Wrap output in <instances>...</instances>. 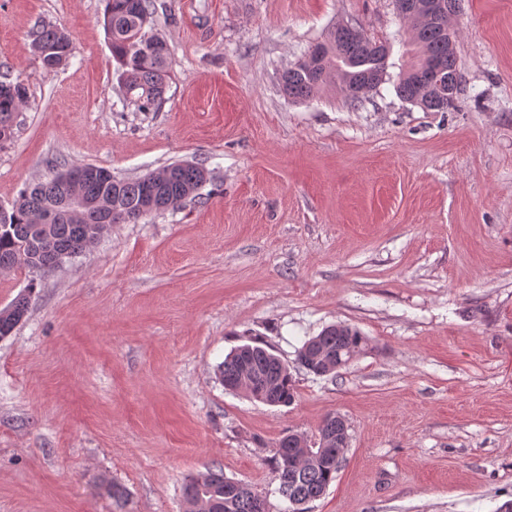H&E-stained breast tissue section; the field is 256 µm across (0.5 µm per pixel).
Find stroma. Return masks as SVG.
I'll list each match as a JSON object with an SVG mask.
<instances>
[{
    "label": "stroma",
    "instance_id": "obj_1",
    "mask_svg": "<svg viewBox=\"0 0 512 512\" xmlns=\"http://www.w3.org/2000/svg\"><path fill=\"white\" fill-rule=\"evenodd\" d=\"M158 109L126 99L105 0H0V76L28 100L0 145V205L92 164L135 178L205 168L201 197L114 224L56 268L0 272V512H184L210 469L289 512L272 457L342 416L350 442L308 512H499L512 501V0H459L460 103L400 99L395 0H155ZM174 22H166V14ZM64 28L45 68L38 25ZM341 24L393 45L361 102L288 99L282 71ZM342 323L365 351L318 377L297 351ZM258 338L297 398L225 391L217 367ZM33 48L43 66L51 69L65 65L74 49L70 35L55 26L43 27L35 37ZM32 289L21 293L5 308L0 310V338L8 336L27 312Z\"/></svg>",
    "mask_w": 512,
    "mask_h": 512
}]
</instances>
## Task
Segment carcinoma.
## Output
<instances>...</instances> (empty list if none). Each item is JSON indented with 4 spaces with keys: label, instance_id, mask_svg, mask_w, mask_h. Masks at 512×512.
I'll list each match as a JSON object with an SVG mask.
<instances>
[{
    "label": "carcinoma",
    "instance_id": "carcinoma-1",
    "mask_svg": "<svg viewBox=\"0 0 512 512\" xmlns=\"http://www.w3.org/2000/svg\"><path fill=\"white\" fill-rule=\"evenodd\" d=\"M150 0H106L104 25L111 39L112 57L118 65L126 98L147 111L159 106L170 79L169 49L157 37L147 38L145 27L153 24ZM414 61L398 76L397 95L433 112L455 108L460 91L455 49L448 48V33L436 26L426 28L411 41ZM46 68L65 65L73 53V41L61 28H42L33 43ZM317 66L298 62L280 76L288 98L302 101L313 97L327 83H340L351 90L355 102L383 83L386 73L375 57L376 43L336 37L331 31L312 45ZM389 67V64L382 65ZM27 102V88L21 81L0 80V144L13 136L16 115ZM170 176L154 181L143 175L117 179L112 172L94 165L75 166L54 173L47 181L25 189L12 203L9 224L0 229V271L52 268L64 255L75 256L86 249L94 231L102 224L136 223L165 209L169 202L194 200L207 181L205 170L195 164H170ZM66 174L80 184L85 205L71 209L64 203L68 193L59 176ZM32 290L19 295L0 310V338L8 336L27 312ZM318 348L331 361H350L365 350L366 339L345 324L329 325L316 335ZM255 376L257 388L282 406L294 404L297 388L292 375L281 371L270 347L259 341L235 347L218 366L221 382H234L241 364ZM338 451V448H333ZM331 451V452H333ZM331 452L304 457V447L294 441L277 449L274 469L278 492L293 505L292 512H306L305 505L321 498L336 479L338 466ZM258 494L249 486L233 489L224 485V473L208 470L188 480L184 503L195 512H256Z\"/></svg>",
    "mask_w": 512,
    "mask_h": 512
}]
</instances>
